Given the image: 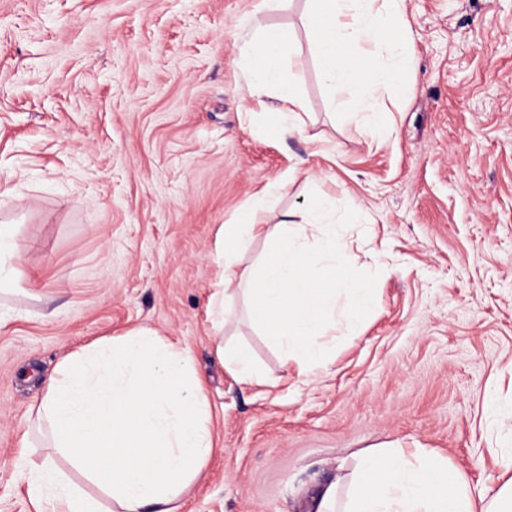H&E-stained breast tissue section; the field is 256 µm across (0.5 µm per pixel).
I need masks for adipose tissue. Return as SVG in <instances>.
Segmentation results:
<instances>
[{"label":"adipose tissue","instance_id":"1","mask_svg":"<svg viewBox=\"0 0 512 512\" xmlns=\"http://www.w3.org/2000/svg\"><path fill=\"white\" fill-rule=\"evenodd\" d=\"M309 2L305 25L320 73L332 95H344L360 85L370 54L340 56V41L357 36L369 47L378 45L381 33L397 22L403 0ZM290 53L275 28L265 29L251 47L249 90L274 91L279 105L268 113L267 128L281 135L301 129L305 110L296 88L281 77L280 64ZM270 209L266 196H254L237 222L219 227L221 275L208 315L218 326L235 318L228 300L238 253L266 235L261 271L245 281L248 316L280 347L284 362L311 372L327 364L319 339L336 330L337 290L349 296L346 318L355 330L373 305V288L370 281L337 275L344 246L335 231H325L315 251L303 248V239L324 223L327 199H318L289 235L265 233ZM28 424L47 432L56 455L111 497L112 512H178L216 446L212 410L190 349L147 327L71 353L50 377ZM498 465L504 481L493 498L478 503L463 476L435 455L421 452L411 460L400 451L372 452L360 461L346 512H512V451ZM29 495L57 512H103L54 457L32 469Z\"/></svg>","mask_w":512,"mask_h":512}]
</instances>
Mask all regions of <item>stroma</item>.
Returning <instances> with one entry per match:
<instances>
[{"mask_svg": "<svg viewBox=\"0 0 512 512\" xmlns=\"http://www.w3.org/2000/svg\"><path fill=\"white\" fill-rule=\"evenodd\" d=\"M307 0H0V225L16 227L17 293L0 294V512L50 455L25 421L72 352L148 326L188 346L218 446L179 512H308L349 487L362 455L426 448L472 496L512 448V0H404L390 41L414 58L379 99L332 98L304 26ZM276 27L295 55L302 131L247 86L249 47ZM257 194L301 223L332 198L339 257L371 281L358 331L322 337L300 373L253 326L216 333V235ZM248 348L242 382L217 344Z\"/></svg>", "mask_w": 512, "mask_h": 512, "instance_id": "35a3bbf8", "label": "stroma"}]
</instances>
